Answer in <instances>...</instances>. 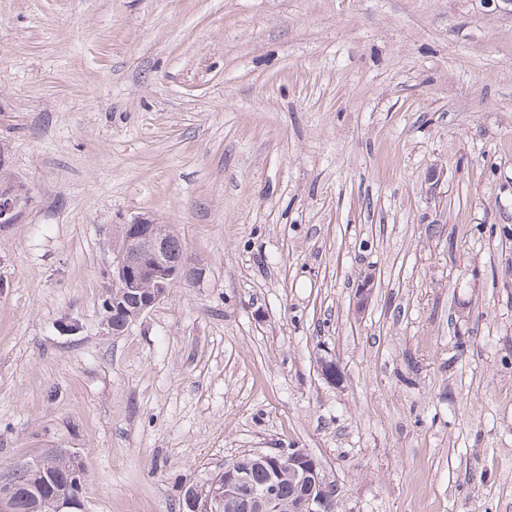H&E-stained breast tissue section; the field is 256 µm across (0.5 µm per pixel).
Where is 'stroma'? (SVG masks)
<instances>
[{
  "instance_id": "1",
  "label": "stroma",
  "mask_w": 512,
  "mask_h": 512,
  "mask_svg": "<svg viewBox=\"0 0 512 512\" xmlns=\"http://www.w3.org/2000/svg\"><path fill=\"white\" fill-rule=\"evenodd\" d=\"M0 142V475L182 512L303 448L337 512H512V0H0ZM139 222L195 274L115 334ZM28 198L27 188L21 183L11 185L6 191L0 190V223L2 228L7 224L17 223Z\"/></svg>"
}]
</instances>
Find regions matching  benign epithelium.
Listing matches in <instances>:
<instances>
[{
    "instance_id": "7a95c632",
    "label": "benign epithelium",
    "mask_w": 512,
    "mask_h": 512,
    "mask_svg": "<svg viewBox=\"0 0 512 512\" xmlns=\"http://www.w3.org/2000/svg\"><path fill=\"white\" fill-rule=\"evenodd\" d=\"M28 202V191L25 185L16 183L6 191L0 190V225L17 223L23 207ZM130 234L125 236V243L113 252L112 284L125 289L128 294L139 292L137 284L126 279L127 268L142 259L147 261L143 270L155 283L152 293L139 299L137 309L143 314L160 300L165 298L179 279L178 267L172 265L166 256L165 241L145 230L143 224H130ZM254 456H274L285 461L295 479L302 487L301 498L288 505L290 512H337L336 494L327 492L328 481L322 475L320 464L302 448H274L267 452H256ZM81 480L78 464H73L67 479L57 482L59 490L55 493L56 512H82V498L71 493V486ZM247 478L245 469L234 459L224 464V482L212 485L207 512H218L224 497L237 494L243 501L245 512H278L281 504L276 496L275 485H268L261 492H250L245 489ZM31 500H39L38 495L28 488L5 480L0 483V512H13L14 501L20 495Z\"/></svg>"
}]
</instances>
